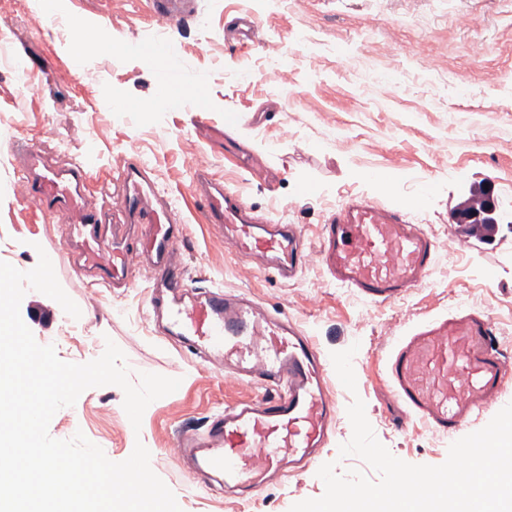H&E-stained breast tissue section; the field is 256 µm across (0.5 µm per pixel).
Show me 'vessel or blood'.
<instances>
[{"instance_id":"1","label":"vessel or blood","mask_w":512,"mask_h":512,"mask_svg":"<svg viewBox=\"0 0 512 512\" xmlns=\"http://www.w3.org/2000/svg\"><path fill=\"white\" fill-rule=\"evenodd\" d=\"M167 43L154 59L162 89L180 84L167 66ZM26 160L25 203L63 224L62 245L49 258L78 275L109 286L128 283L149 269L147 310L165 335L203 353L225 378L263 388L261 397L225 407L200 434L178 438L179 460L204 484L223 485L244 498L280 474L311 472L336 417L322 355L313 339L285 314L252 297L221 288H200L184 275L179 245L189 234L177 204L162 196L138 156L112 176V203H99L91 188L94 169L84 161L59 165L27 142L11 146ZM226 156L259 182L267 169L226 144ZM191 193L205 204V221L236 257L261 258L274 276L289 279L318 259L337 285L364 300L386 303L421 286L436 265L439 246L413 223L416 200L379 206L351 198L321 226L320 249L311 253L298 225L260 222L237 190L212 173L191 170ZM485 315L456 312L421 322L397 339L383 377L409 417L456 441L470 420L496 404L512 382V359L494 345Z\"/></svg>"}]
</instances>
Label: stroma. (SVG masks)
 I'll return each mask as SVG.
<instances>
[{
  "label": "stroma",
  "instance_id": "obj_1",
  "mask_svg": "<svg viewBox=\"0 0 512 512\" xmlns=\"http://www.w3.org/2000/svg\"><path fill=\"white\" fill-rule=\"evenodd\" d=\"M173 7L182 25H161L151 0H0V261L32 269L39 250H52L62 232L26 207L23 159L9 152L11 141L33 140L61 165L91 162L107 203L110 174L138 155L189 225L181 255L195 285L220 284L284 312L323 356L355 348V390L326 369L338 411L318 463L375 478L359 457L339 455L352 436L347 408L358 397L395 457L442 464L448 439L407 419L381 369L405 331L459 307L487 316L496 346L512 354V0H175ZM241 12L257 20L256 40L226 41L225 26ZM57 15L101 30L102 41L75 54V35L58 34ZM160 33L170 68L197 90L201 114L156 90L150 53ZM385 70L400 73L399 88L388 92L376 82ZM229 114L240 118L230 131ZM228 138L264 162L267 183L225 167ZM191 154L205 157L258 216L301 225L314 249L320 224L350 198L393 205L431 182L411 218L437 241L441 257L422 287L383 304L336 287L315 261L293 279L274 277L254 260L227 255L204 224V205L188 189ZM371 168L384 170V179L368 181ZM488 185L502 216L498 228L476 234L453 223L455 210ZM58 281L81 315L72 318L27 290L20 312L39 344L54 345L61 360L86 363L111 341L132 374L181 385L147 407L137 431L119 387L86 389L53 416V438L83 432L115 462L143 443L181 512H289L323 495L314 475L281 476L242 499L184 472L170 453L175 438L201 432L214 412L255 397L258 387L224 379L156 332L146 314L149 271L122 288H89L63 266Z\"/></svg>",
  "mask_w": 512,
  "mask_h": 512
}]
</instances>
